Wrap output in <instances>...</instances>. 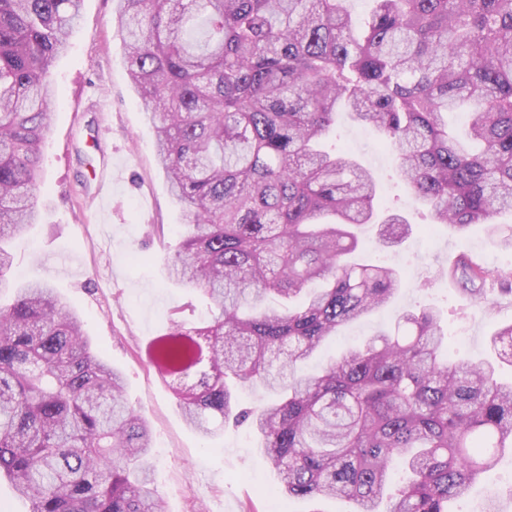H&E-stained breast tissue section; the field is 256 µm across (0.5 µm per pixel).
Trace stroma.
I'll return each instance as SVG.
<instances>
[{"label":"stroma","instance_id":"1","mask_svg":"<svg viewBox=\"0 0 512 512\" xmlns=\"http://www.w3.org/2000/svg\"><path fill=\"white\" fill-rule=\"evenodd\" d=\"M116 9V0H83L69 49L53 64L57 100L37 188L42 218L13 244L16 272L50 283L82 315L86 335L122 373L129 402L145 412L151 426L154 480L167 512H269L278 477L249 426L230 424L203 439L146 357L150 341L171 319L197 324L207 308L201 292L167 278L174 228L183 215L157 164L147 107L128 76ZM336 145L374 172L379 209L402 210L414 230L393 248L380 244L376 228L364 230L358 257L387 256L400 272L401 287L388 307L341 328L305 371L341 356L374 331L393 327L401 310L424 305L439 309L450 357L493 358L490 338L512 323V295L475 310L449 285L448 267L463 252L482 259L496 253L502 266L512 267V251L499 250L481 229L460 234L432 224L396 176L392 152L373 130L344 114L337 121ZM105 169L112 172V188L102 201L94 184ZM489 496L500 512H512L511 451L454 508L467 512Z\"/></svg>","mask_w":512,"mask_h":512}]
</instances>
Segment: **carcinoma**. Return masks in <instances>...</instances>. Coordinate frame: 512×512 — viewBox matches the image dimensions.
<instances>
[{"mask_svg": "<svg viewBox=\"0 0 512 512\" xmlns=\"http://www.w3.org/2000/svg\"><path fill=\"white\" fill-rule=\"evenodd\" d=\"M158 165L180 204L167 265L203 292L212 320L173 321L148 349L204 438L250 422L289 497L356 512H449L512 448V383L492 363L448 362L431 307L315 375L299 365L337 328L392 303L399 273L351 264L357 230L398 244L411 224L377 215L373 173L319 144L336 114L380 131L397 175L433 223L484 225L512 249V0H373L356 31L349 0H117ZM81 0H0V474L29 512H165L151 432L121 374L44 281L16 285L4 243L36 223L51 67ZM474 106L448 131L453 108ZM454 275L481 308L512 269L461 254ZM512 364V324L492 337ZM195 376L190 386L181 380ZM270 399L237 408L229 383ZM399 457L407 476L396 483Z\"/></svg>", "mask_w": 512, "mask_h": 512, "instance_id": "carcinoma-1", "label": "carcinoma"}]
</instances>
